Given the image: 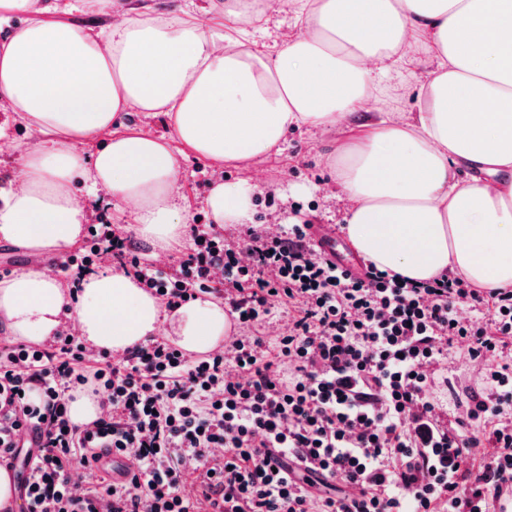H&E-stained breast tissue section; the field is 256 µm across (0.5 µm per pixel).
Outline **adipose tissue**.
<instances>
[{"label":"adipose tissue","mask_w":512,"mask_h":512,"mask_svg":"<svg viewBox=\"0 0 512 512\" xmlns=\"http://www.w3.org/2000/svg\"><path fill=\"white\" fill-rule=\"evenodd\" d=\"M81 4L110 25L44 21L59 0H0V106L43 136L0 197V241L35 257L75 247L88 215L82 182L125 207L159 256L187 232L182 157L252 167L291 130L357 116L368 134L322 155L348 201L341 230L354 250L419 281L449 270L512 288V0H210L200 13L175 0L143 11ZM273 11L298 31L264 51L255 34ZM420 55L432 68L416 111L370 116L381 88L404 80L402 62ZM133 112L164 116L170 136L129 128ZM261 192L252 180L215 181L212 222L249 223ZM65 314L112 353L162 333L202 354L233 331L223 301L170 312L113 268L88 277L75 300L38 265L0 278V327L15 339L44 342Z\"/></svg>","instance_id":"ef3b65f1"}]
</instances>
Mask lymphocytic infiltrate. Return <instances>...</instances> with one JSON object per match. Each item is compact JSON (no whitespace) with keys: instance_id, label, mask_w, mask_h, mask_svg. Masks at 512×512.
<instances>
[{"instance_id":"1","label":"lymphocytic infiltrate","mask_w":512,"mask_h":512,"mask_svg":"<svg viewBox=\"0 0 512 512\" xmlns=\"http://www.w3.org/2000/svg\"><path fill=\"white\" fill-rule=\"evenodd\" d=\"M190 232L164 272L134 258L118 225H93L67 266L82 275L105 256L126 261L170 310L219 296L238 327L224 351L194 356L154 337L115 359L73 334L0 343V461L25 512H491L512 498V359L498 355L512 336V288L449 271L418 283L372 265L350 281L301 224ZM276 299L291 329L255 335ZM467 308L484 322L463 324ZM461 341L470 360L498 361L450 424L429 388L444 348ZM77 390L99 397L96 419L71 421ZM477 445L488 455L473 468ZM94 448L135 461L125 484L92 464ZM76 463L84 476L73 484Z\"/></svg>"}]
</instances>
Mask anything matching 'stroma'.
<instances>
[{
    "label": "stroma",
    "mask_w": 512,
    "mask_h": 512,
    "mask_svg": "<svg viewBox=\"0 0 512 512\" xmlns=\"http://www.w3.org/2000/svg\"><path fill=\"white\" fill-rule=\"evenodd\" d=\"M363 132L357 119L343 129L315 135L303 129L293 130L279 153L247 170L225 167L223 176L228 181L258 177L265 182L266 192L255 200L254 223L275 229L296 217L304 223L339 226L343 223L347 201L331 185L320 155L340 141L356 138ZM212 177V169L196 158L183 159L180 164L178 181L191 223L209 221L203 199Z\"/></svg>",
    "instance_id": "stroma-1"
}]
</instances>
